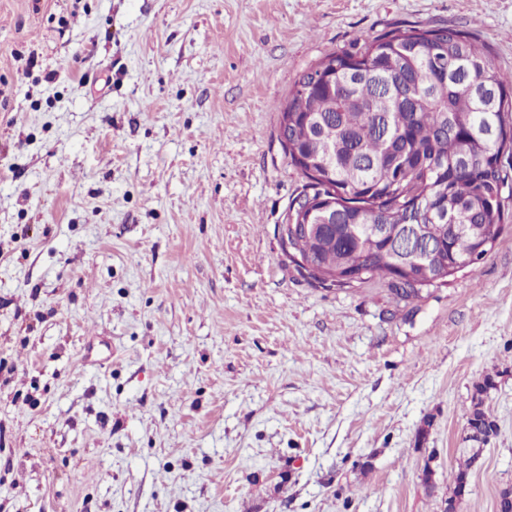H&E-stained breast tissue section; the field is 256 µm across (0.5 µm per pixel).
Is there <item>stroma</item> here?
<instances>
[{
    "mask_svg": "<svg viewBox=\"0 0 512 512\" xmlns=\"http://www.w3.org/2000/svg\"><path fill=\"white\" fill-rule=\"evenodd\" d=\"M443 26L512 73V0H0V512H441L487 377L456 512H496L512 206L410 303L313 282L278 230L303 72ZM482 406V398L477 396L468 417V422L473 432V434L469 436V439L477 443L484 442L497 431L496 422Z\"/></svg>",
    "mask_w": 512,
    "mask_h": 512,
    "instance_id": "stroma-1",
    "label": "stroma"
}]
</instances>
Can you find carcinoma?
I'll list each match as a JSON object with an SVG mask.
<instances>
[{
    "label": "carcinoma",
    "mask_w": 512,
    "mask_h": 512,
    "mask_svg": "<svg viewBox=\"0 0 512 512\" xmlns=\"http://www.w3.org/2000/svg\"><path fill=\"white\" fill-rule=\"evenodd\" d=\"M298 84L305 90H291L280 121H288L285 154L313 190L289 206L294 223L318 226L293 240L313 263L312 279L324 282V272L341 275L351 264L392 283V242L405 224L435 228L450 263L491 253L509 178L497 158L504 149L512 156V75L484 43L451 27L395 29L326 56ZM310 169L332 172L350 194L336 199L334 223L322 203L307 205L321 194ZM445 201L449 221L440 212ZM412 271L394 289L400 299L419 297L439 275L432 266ZM492 387L488 377L476 386L468 422L477 443L497 431L480 398ZM479 453L472 449L459 466L448 508L463 496Z\"/></svg>",
    "instance_id": "1"
}]
</instances>
